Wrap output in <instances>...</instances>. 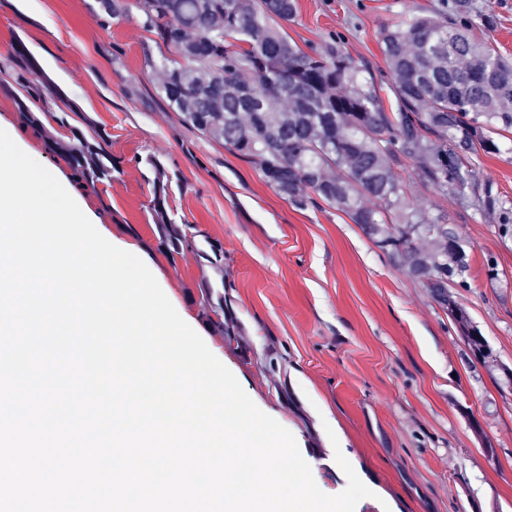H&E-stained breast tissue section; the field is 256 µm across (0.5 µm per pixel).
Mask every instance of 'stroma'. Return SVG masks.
Wrapping results in <instances>:
<instances>
[{"instance_id":"35a3bbf8","label":"stroma","mask_w":512,"mask_h":512,"mask_svg":"<svg viewBox=\"0 0 512 512\" xmlns=\"http://www.w3.org/2000/svg\"><path fill=\"white\" fill-rule=\"evenodd\" d=\"M451 0H298L289 36L300 46L340 42L361 81L387 95L381 29L404 15L440 17ZM472 35L512 60V0H473ZM96 0H0V128L69 182L64 158L40 130L21 128L11 46L22 42L62 96L42 109L46 127L101 135L110 182L82 188L79 206L130 246L181 318L234 374L257 407L295 437L319 489L343 492L342 452L372 490L356 512H512V388L471 363L452 320L426 288L397 268L359 225L326 204L291 205L253 161L184 124L158 89L146 58L167 56L137 10L107 22ZM500 151L472 161L512 203V129L493 135ZM168 178V205L192 248L161 247L152 217L154 164ZM405 162L411 208L453 224L467 245L469 311L499 363L512 367V237L474 197L423 185ZM223 251V288L205 298L215 272L201 257ZM242 327L228 341L216 323Z\"/></svg>"}]
</instances>
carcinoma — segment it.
<instances>
[{
  "label": "carcinoma",
  "instance_id": "1",
  "mask_svg": "<svg viewBox=\"0 0 512 512\" xmlns=\"http://www.w3.org/2000/svg\"><path fill=\"white\" fill-rule=\"evenodd\" d=\"M98 15L118 17L127 0H97ZM143 29L174 53L147 64L161 73L160 93L182 121L237 155L254 160L266 184L303 208L318 198L345 213L397 267L428 290L453 321L470 354L482 362L486 338L449 291L466 287L469 256L459 234L437 217L426 220L406 202L395 166L418 162V179L437 191L472 194L482 211L512 235V209L481 183L469 156L497 153L488 135L512 128V62L472 38L470 0H453L438 21L410 14L385 26L380 43L393 100L359 83V69L330 44L301 48L286 30L296 0H135ZM20 68L39 73L23 44L12 47ZM20 121L42 127L29 99ZM46 136L81 183L112 178L101 137ZM153 211L160 244L193 246L171 218L166 174L154 160Z\"/></svg>",
  "mask_w": 512,
  "mask_h": 512
}]
</instances>
